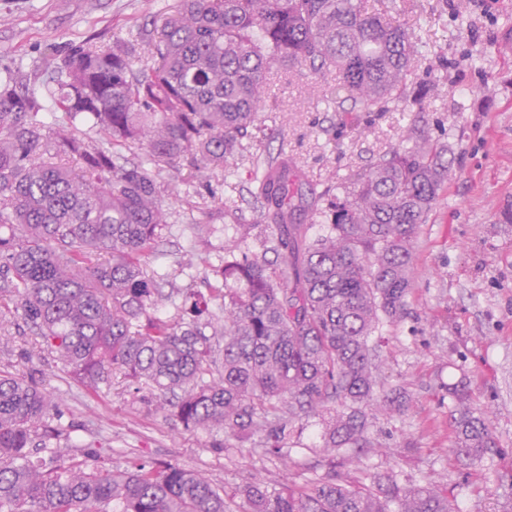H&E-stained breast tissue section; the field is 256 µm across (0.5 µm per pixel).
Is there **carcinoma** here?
<instances>
[{
  "mask_svg": "<svg viewBox=\"0 0 512 512\" xmlns=\"http://www.w3.org/2000/svg\"><path fill=\"white\" fill-rule=\"evenodd\" d=\"M148 31V56L114 40L53 55L50 94L67 124L47 128L44 99L0 77V330L19 315L42 352L56 354L88 389L120 372L137 393L186 428L258 437L294 464L290 437L329 415L323 447L372 445L369 410L403 414L400 390L377 394L374 335L407 314L413 239L448 178L447 148L407 138L369 168L308 204L306 183L282 151L256 174L252 197L275 235L277 261L250 253L251 225L190 290L175 316L155 314V278L143 258L167 224L153 171L187 164L224 171L267 111L275 67L332 80L359 112L402 102L422 111L430 95L410 86L419 39L364 0H178ZM96 128L93 145L69 130ZM221 302L222 315L209 304ZM455 454L475 464L497 447L462 385L448 388ZM52 396L0 368V512H453L432 484L394 474L355 484L325 471L302 483L253 478L230 495L196 470L134 457L107 466L102 449L58 450L64 429ZM50 451H32L35 443Z\"/></svg>",
  "mask_w": 512,
  "mask_h": 512,
  "instance_id": "obj_1",
  "label": "carcinoma"
}]
</instances>
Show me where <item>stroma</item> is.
<instances>
[{
  "label": "stroma",
  "mask_w": 512,
  "mask_h": 512,
  "mask_svg": "<svg viewBox=\"0 0 512 512\" xmlns=\"http://www.w3.org/2000/svg\"><path fill=\"white\" fill-rule=\"evenodd\" d=\"M386 16L405 20L421 39L415 77L439 83L423 111L355 112L350 100L326 109L330 82L296 71L269 83L270 109L262 113L260 142L246 143L224 173L189 167L156 174L176 185L168 227L146 258L155 275H169L158 305L176 314L184 289L198 288L209 264L239 224L256 221L251 172L288 152L305 176L324 188L367 168L406 139L409 126L448 147V183L427 224L414 239L408 315L383 327L385 387L405 388L408 411L369 416L377 444L365 458L344 466L348 477L390 471L405 485L432 483L447 492L456 512H502L512 502V0H372ZM176 0H0V72L43 94L55 88L47 60L70 45L103 46L131 38ZM237 209L219 213L216 200ZM214 213L208 236L196 237L190 221ZM0 365L45 387L59 403L60 423L71 444L103 448L112 467L131 456L159 459L204 473L225 489L245 477L271 482L314 477L323 449L322 425L310 419L296 439L294 467L253 442L220 450L223 431L184 429L174 418L133 399L119 381L89 393L56 355L39 351L32 336L0 335ZM463 382L472 407L489 421L497 446L471 464L449 451L452 433L443 384Z\"/></svg>",
  "instance_id": "1"
}]
</instances>
